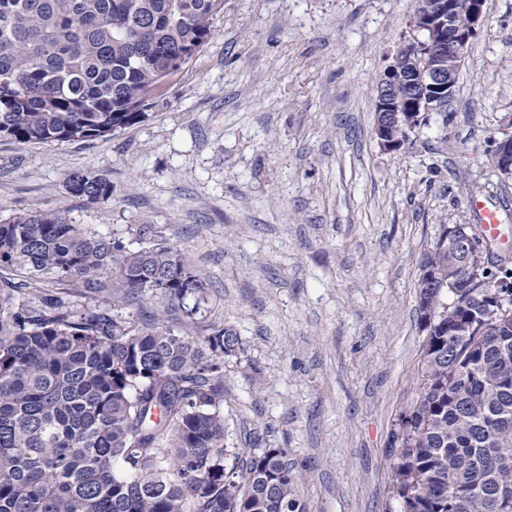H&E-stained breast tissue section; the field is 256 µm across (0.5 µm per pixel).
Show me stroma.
<instances>
[{
	"label": "stroma",
	"instance_id": "1",
	"mask_svg": "<svg viewBox=\"0 0 512 512\" xmlns=\"http://www.w3.org/2000/svg\"><path fill=\"white\" fill-rule=\"evenodd\" d=\"M416 0H224L213 36L146 119L89 142L0 139V221L66 210L131 244L157 225L208 284L195 333L233 328L231 448H284L306 512H403L393 436L417 399L421 261L442 225L495 209L487 161L512 130V0H485L446 114L384 151L374 103ZM107 178L111 200L69 194ZM70 194L90 203H97L112 198V184L106 178L84 172L71 173L66 180Z\"/></svg>",
	"mask_w": 512,
	"mask_h": 512
}]
</instances>
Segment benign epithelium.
I'll return each mask as SVG.
<instances>
[{"instance_id":"benign-epithelium-1","label":"benign epithelium","mask_w":512,"mask_h":512,"mask_svg":"<svg viewBox=\"0 0 512 512\" xmlns=\"http://www.w3.org/2000/svg\"><path fill=\"white\" fill-rule=\"evenodd\" d=\"M484 20V0H473L465 23L455 21L453 0H436L433 10H414L409 31L400 38L377 82L375 134L386 151L400 150L404 143L392 136L395 126L410 131L426 117L439 111L454 95L460 67L467 48ZM406 87L399 95L396 89ZM499 159L497 173L512 181V136L494 140ZM488 307L506 315L512 313V289L502 287L486 296Z\"/></svg>"}]
</instances>
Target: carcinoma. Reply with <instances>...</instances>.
Instances as JSON below:
<instances>
[{"mask_svg": "<svg viewBox=\"0 0 512 512\" xmlns=\"http://www.w3.org/2000/svg\"><path fill=\"white\" fill-rule=\"evenodd\" d=\"M224 0H0V138L92 141L131 127L212 36ZM70 194L112 198L84 172ZM138 246L91 235L59 209L0 223V512H305L284 448L227 468L220 326L199 337L159 313L111 311L143 293L194 319L206 283L154 224ZM472 246L442 225L422 261L419 397L394 440L404 512H512V318L484 296L512 260L469 273ZM97 294L102 303L78 305Z\"/></svg>", "mask_w": 512, "mask_h": 512, "instance_id": "carcinoma-1", "label": "carcinoma"}]
</instances>
